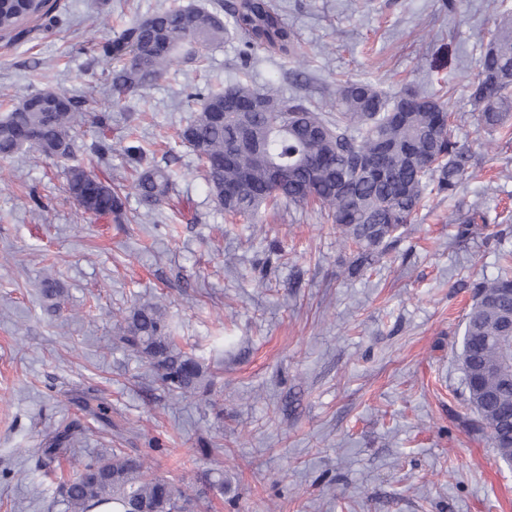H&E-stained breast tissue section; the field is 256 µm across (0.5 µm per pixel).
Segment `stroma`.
Instances as JSON below:
<instances>
[{"mask_svg": "<svg viewBox=\"0 0 512 512\" xmlns=\"http://www.w3.org/2000/svg\"><path fill=\"white\" fill-rule=\"evenodd\" d=\"M170 3L48 0L53 30L31 18L21 37L0 36V113L57 89L86 116L71 162L27 152L0 161V512H63L58 485L76 458L112 447L191 494L202 473L223 470V494L195 512H512V465L467 406L458 360L471 283L495 277L501 248H512V143L462 122L456 135L480 166L457 197L430 195L384 258L352 275L355 247L338 243L316 207L282 202L253 224L225 218L177 137L192 116L187 87L245 77L315 103L340 78L389 94L445 87L450 111H471L493 0H276L305 65L232 39L131 96L108 137L122 140L140 118L174 195L151 215L133 196L121 219L82 214L66 193L69 164L124 187L137 169L83 150L112 94L94 46ZM461 202L488 215L464 238ZM48 275L66 299L57 312L40 294ZM151 296L177 347L202 365L208 394L171 399L117 345V319ZM85 388L111 405V435L73 403ZM72 420L83 429L73 457L44 463L43 433Z\"/></svg>", "mask_w": 512, "mask_h": 512, "instance_id": "stroma-1", "label": "stroma"}]
</instances>
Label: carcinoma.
I'll list each match as a JSON object with an SVG mask.
<instances>
[{"label":"carcinoma","mask_w":512,"mask_h":512,"mask_svg":"<svg viewBox=\"0 0 512 512\" xmlns=\"http://www.w3.org/2000/svg\"><path fill=\"white\" fill-rule=\"evenodd\" d=\"M498 17L484 47L477 78L470 85L471 117L490 134L512 120V6L496 0ZM40 12L33 0H0V31L11 32ZM227 17L178 0L166 9L136 18L113 38L99 43L95 62L112 87V106L151 88L184 58L202 61L226 39L239 38L256 50L301 64L305 52L273 0H235ZM186 98L197 104L178 133L197 156L211 201L224 214L253 219L277 201L315 204L336 224L342 241L358 249L356 263L372 265L385 253L399 227L411 223L433 192L456 195L475 161L455 135L458 117L435 93L404 86L391 95L370 81L340 79L328 103L309 106L272 86L251 82L202 89ZM84 113L61 90L23 95L0 114V159L21 150L51 157L75 150ZM98 136L87 150L102 158L119 153L140 165L130 191L81 167L67 170V192L82 213L121 219L129 195L146 212L165 203L173 190L169 171L149 161L135 138H108L109 115L96 116ZM279 168L283 176L272 179ZM235 193L226 195L224 190ZM473 303L465 314L460 362L465 401L480 418L494 452L512 464V271L472 283ZM122 347L145 360L157 381L177 398L207 389L201 365L181 352L163 320L161 306L139 300L123 318ZM105 431L112 408L84 393ZM72 421L49 432L42 452L51 458L74 441ZM65 512H91L112 503L121 512H194L184 488L149 471L123 448L79 464L62 484Z\"/></svg>","instance_id":"obj_1"}]
</instances>
